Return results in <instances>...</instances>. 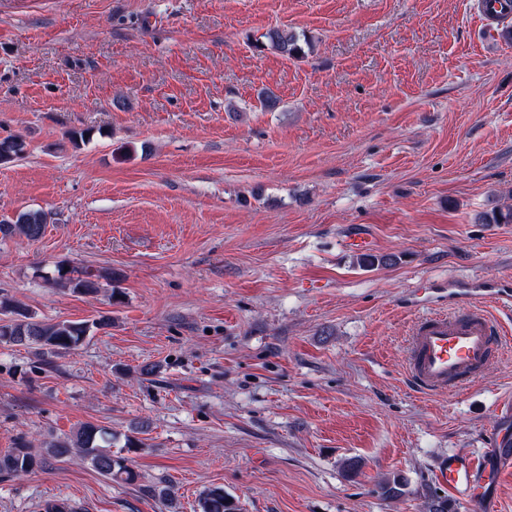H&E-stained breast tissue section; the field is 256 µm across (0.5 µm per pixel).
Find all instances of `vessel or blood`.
Wrapping results in <instances>:
<instances>
[{"instance_id": "b4317fda", "label": "vessel or blood", "mask_w": 512, "mask_h": 512, "mask_svg": "<svg viewBox=\"0 0 512 512\" xmlns=\"http://www.w3.org/2000/svg\"><path fill=\"white\" fill-rule=\"evenodd\" d=\"M512 307V281L472 282L451 289L448 307L416 315L404 338L410 383L424 395L461 393L484 369L505 355L508 339L491 307ZM512 470V451L488 449L483 458L472 453L450 455L444 478L449 494L481 506L492 483Z\"/></svg>"}]
</instances>
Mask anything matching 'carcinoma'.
<instances>
[{
    "mask_svg": "<svg viewBox=\"0 0 512 512\" xmlns=\"http://www.w3.org/2000/svg\"><path fill=\"white\" fill-rule=\"evenodd\" d=\"M266 38L271 48L293 56L301 51L298 39L287 28H272ZM25 140L18 135L0 138V164H8L24 154ZM49 216L41 211L19 213L12 221L0 222V239L16 235L37 240L44 234ZM485 224H512V205L496 207L482 216ZM60 282L74 292L94 293L98 281L93 274L77 269H58ZM112 326V318L101 316L92 323L75 321L47 322L5 298L0 300V341L33 349L41 355L56 356L77 348L95 330ZM45 453L35 451L25 440L0 455V473L22 476L48 459L78 457L87 461L110 480L133 484L139 474L127 458L112 452V431L87 422L69 435L54 437L44 445ZM195 512H240L238 502L222 487L209 488L198 498Z\"/></svg>",
    "mask_w": 512,
    "mask_h": 512,
    "instance_id": "obj_1",
    "label": "carcinoma"
}]
</instances>
